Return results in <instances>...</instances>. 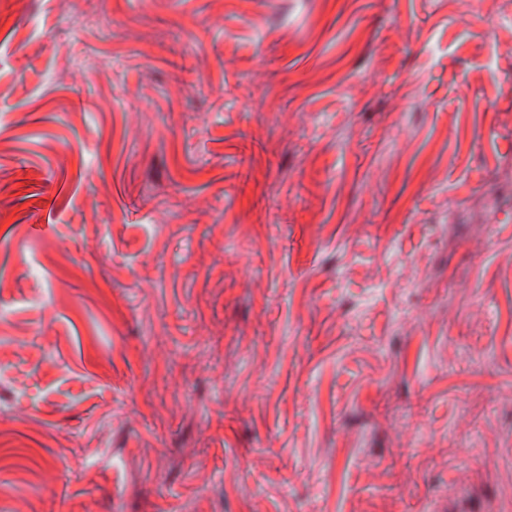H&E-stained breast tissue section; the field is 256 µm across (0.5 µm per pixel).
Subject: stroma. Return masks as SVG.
Instances as JSON below:
<instances>
[{"label": "stroma", "mask_w": 512, "mask_h": 512, "mask_svg": "<svg viewBox=\"0 0 512 512\" xmlns=\"http://www.w3.org/2000/svg\"><path fill=\"white\" fill-rule=\"evenodd\" d=\"M0 512H512V12L0 0Z\"/></svg>", "instance_id": "35a3bbf8"}]
</instances>
